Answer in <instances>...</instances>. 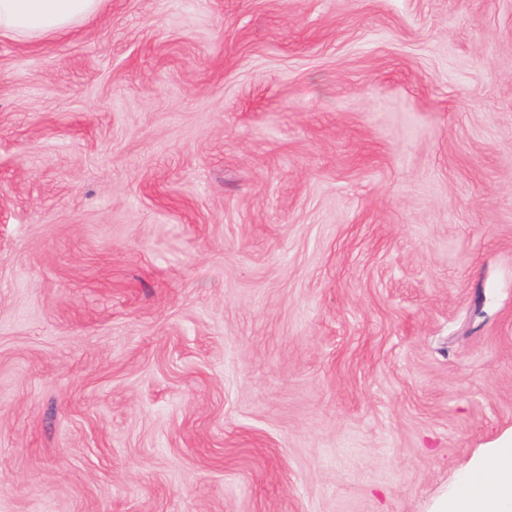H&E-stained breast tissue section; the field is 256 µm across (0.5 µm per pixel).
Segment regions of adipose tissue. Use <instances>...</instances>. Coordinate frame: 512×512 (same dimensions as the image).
Wrapping results in <instances>:
<instances>
[{"instance_id": "ef3b65f1", "label": "adipose tissue", "mask_w": 512, "mask_h": 512, "mask_svg": "<svg viewBox=\"0 0 512 512\" xmlns=\"http://www.w3.org/2000/svg\"><path fill=\"white\" fill-rule=\"evenodd\" d=\"M99 0H0V36L55 37L92 17ZM432 512H512V445L488 448L434 502Z\"/></svg>"}]
</instances>
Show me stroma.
<instances>
[{"label":"stroma","mask_w":512,"mask_h":512,"mask_svg":"<svg viewBox=\"0 0 512 512\" xmlns=\"http://www.w3.org/2000/svg\"><path fill=\"white\" fill-rule=\"evenodd\" d=\"M509 440L512 0L0 37V512H430Z\"/></svg>","instance_id":"obj_1"}]
</instances>
